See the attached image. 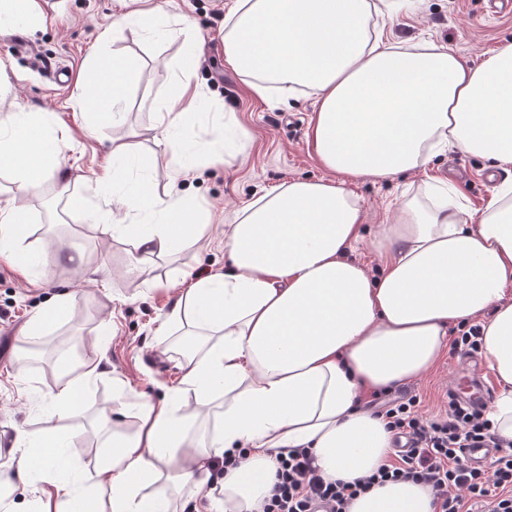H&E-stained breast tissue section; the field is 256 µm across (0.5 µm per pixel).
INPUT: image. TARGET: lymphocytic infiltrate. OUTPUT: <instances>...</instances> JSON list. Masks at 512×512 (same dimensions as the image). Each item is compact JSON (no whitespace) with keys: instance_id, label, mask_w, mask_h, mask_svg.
Masks as SVG:
<instances>
[{"instance_id":"1","label":"lymphocytic infiltrate","mask_w":512,"mask_h":512,"mask_svg":"<svg viewBox=\"0 0 512 512\" xmlns=\"http://www.w3.org/2000/svg\"><path fill=\"white\" fill-rule=\"evenodd\" d=\"M416 397L385 402L381 413L395 437H408L410 448L356 483L320 475L308 449L278 457L276 481L262 512H347L350 500L386 480H413L434 493V512H512V441L492 431L484 409L449 397L444 416L428 419ZM496 454L486 469L471 467L463 451L482 445Z\"/></svg>"}]
</instances>
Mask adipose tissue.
Returning <instances> with one entry per match:
<instances>
[{"label":"adipose tissue","instance_id":"ef3b65f1","mask_svg":"<svg viewBox=\"0 0 512 512\" xmlns=\"http://www.w3.org/2000/svg\"><path fill=\"white\" fill-rule=\"evenodd\" d=\"M377 0H228L224 60L261 98L307 89L314 101L309 144L331 178L296 179L242 206L224 232L228 270L196 279L167 320L193 329L183 392L194 407L132 404V428H113L112 453L92 475L63 479L65 440L56 419L83 408L88 385L106 375L102 362L62 381L46 425L19 432L0 449V476L43 473L51 490L37 512H179L187 486L209 512H259L275 480L278 454L309 449L325 477L355 482L377 471L391 449L384 418L365 395L416 380L447 353L458 324L479 319L480 357L495 397L486 416L512 440V191L497 192L478 223L463 220L447 196L405 199L394 223L366 235L360 199L345 178L385 179L418 168L455 146L497 167L512 165V43L469 67L449 49L389 41ZM111 67L113 89L93 82ZM84 111L110 116L140 70L128 58H98L86 74ZM64 138L34 112L0 116V170L14 175L11 194L28 198L57 179ZM126 210L158 212L160 224L104 222L91 200L72 198L104 235L134 245L133 263L170 252L204 227L190 223L176 194L149 182L125 193ZM27 232L23 206L0 207V256L26 270L15 240ZM377 249L378 271L353 256ZM224 419L202 439L187 422L216 399ZM240 455L214 477L206 461ZM164 482L162 493L150 484ZM431 489L386 481L355 496L349 512H434Z\"/></svg>","mask_w":512,"mask_h":512}]
</instances>
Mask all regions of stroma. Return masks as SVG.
Segmentation results:
<instances>
[{"label": "stroma", "mask_w": 512, "mask_h": 512, "mask_svg": "<svg viewBox=\"0 0 512 512\" xmlns=\"http://www.w3.org/2000/svg\"><path fill=\"white\" fill-rule=\"evenodd\" d=\"M168 11L152 32L130 22L116 25L108 48L132 58L141 77L123 95L111 119L83 116L79 101L87 92L85 72L97 49L96 36L115 25L114 0H47V12L55 21L46 29L20 23L0 27V60L6 63L0 73V95L16 109L47 113L52 124L70 133L62 151V190L69 196L93 197L105 217L120 220L125 212L115 205V198L146 178L158 194L172 189L183 193L194 221L206 227L199 241L152 257L135 270L131 241L120 235L102 236L66 198L51 194L27 201L29 230L20 248L38 260L58 251L63 258L52 262L47 280L32 282L0 259V438H11L19 427L42 426L45 404L60 383V357L69 358L77 370L105 358L109 372L88 387L82 415L57 421L64 432L84 425L83 436L66 454L71 465L85 471L95 470L111 453L110 430L98 415L106 410L112 420H120L117 391H125L133 401H184L178 389L183 332L165 320L180 289L226 268L224 226L231 223L234 211L261 189L327 175L308 144L312 98L299 91L284 104L275 93L261 100L225 66L220 0H172ZM387 28L398 40L435 41L465 65L475 66L512 42V13L491 12L488 0H423L418 10L391 16ZM195 40L202 46L197 81L210 106L186 115L179 128L186 158L198 167L195 176L184 179L162 159L166 146L158 119L161 112L182 107L177 74ZM61 64L70 70L64 86L54 80ZM215 112L224 115V149L235 156L229 166L209 160ZM127 140L139 151L158 155L157 165L145 169L134 158L113 161V142ZM496 172L502 181L512 182V165L499 170L450 148L391 180L365 178L351 182L350 188L361 199L366 224L374 231L389 223L392 208L406 191L425 185L452 186L467 213L481 214L497 190L489 180ZM90 265L106 276L107 287H100L87 273ZM62 291L74 294L69 314L42 335H24L30 316ZM475 382L489 390L494 387L486 370L471 373L462 355L451 351L408 388L420 395L424 415L433 417L445 409L449 389H466Z\"/></svg>", "instance_id": "1"}]
</instances>
